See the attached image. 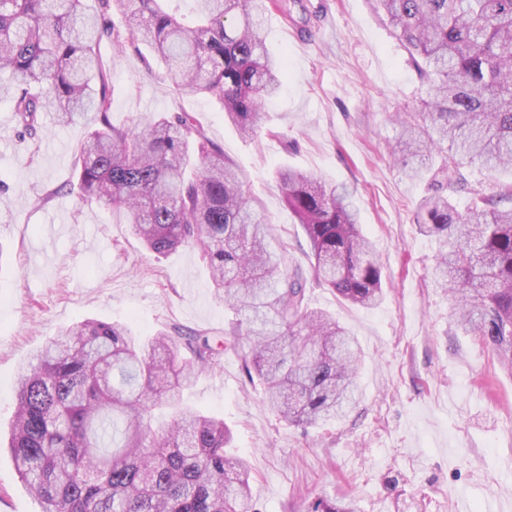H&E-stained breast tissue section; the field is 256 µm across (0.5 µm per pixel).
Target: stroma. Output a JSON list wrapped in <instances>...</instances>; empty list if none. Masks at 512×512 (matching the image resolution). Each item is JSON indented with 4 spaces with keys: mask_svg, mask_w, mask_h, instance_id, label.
<instances>
[{
    "mask_svg": "<svg viewBox=\"0 0 512 512\" xmlns=\"http://www.w3.org/2000/svg\"><path fill=\"white\" fill-rule=\"evenodd\" d=\"M264 38L284 57L286 77L265 104L259 137L242 138L215 99L181 91L146 48L116 56L104 41L110 118L123 127L153 112L185 113L263 200L291 270H308L310 246L276 171L355 189L384 299L363 308L327 288L308 296L360 343L357 407L306 429L268 411L242 349L230 346L232 316L197 249L152 254L123 215L81 199L78 149L92 117L61 125L42 114L37 140H25L0 101V512H42L7 446L18 368L85 319L120 323L140 340L175 325L210 336L221 363L184 403L230 427L232 451L251 467L255 512H307L318 499L353 502L356 512H484L490 501L512 512V372L453 323L432 282L436 246L413 221L424 187L391 154L392 115L426 97L407 50L371 0H269Z\"/></svg>",
    "mask_w": 512,
    "mask_h": 512,
    "instance_id": "stroma-1",
    "label": "stroma"
}]
</instances>
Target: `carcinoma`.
Listing matches in <instances>:
<instances>
[{"mask_svg": "<svg viewBox=\"0 0 512 512\" xmlns=\"http://www.w3.org/2000/svg\"><path fill=\"white\" fill-rule=\"evenodd\" d=\"M101 2L90 15L82 0H0V70L11 74L0 100L31 139L44 112L60 124L96 113L79 149L80 195L123 213L157 255L196 247L271 412L304 427L344 417L358 401L361 350L336 318L309 307L307 283L364 308L382 301V265L360 231L354 191L277 170L310 243V276L288 272L262 199L201 129L181 115L132 127L108 116L105 36L119 48L146 45L182 91L216 97L240 133L257 134L284 77L262 37L265 0H193L191 19L182 0ZM373 2L427 86L423 109L395 115L393 152L406 177L429 185L414 221L437 244L433 282L460 328L512 370V182L469 188L463 210L448 194L468 188L467 166L512 170V0ZM217 364L207 336L177 326L146 344L101 320L60 331L20 368L9 438L42 512H254L248 465L227 451L224 420L181 406ZM161 405L173 416L154 431ZM307 512L355 510L318 499Z\"/></svg>", "mask_w": 512, "mask_h": 512, "instance_id": "obj_1", "label": "carcinoma"}]
</instances>
